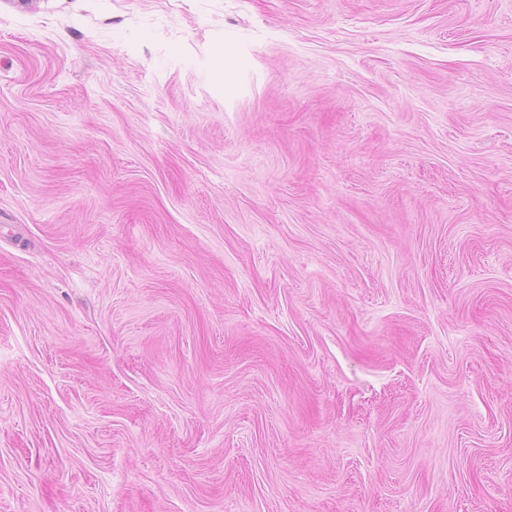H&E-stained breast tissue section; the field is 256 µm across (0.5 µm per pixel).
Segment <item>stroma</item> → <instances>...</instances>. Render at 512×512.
Returning <instances> with one entry per match:
<instances>
[{
	"label": "stroma",
	"instance_id": "1",
	"mask_svg": "<svg viewBox=\"0 0 512 512\" xmlns=\"http://www.w3.org/2000/svg\"><path fill=\"white\" fill-rule=\"evenodd\" d=\"M0 512H512V0H0Z\"/></svg>",
	"mask_w": 512,
	"mask_h": 512
}]
</instances>
